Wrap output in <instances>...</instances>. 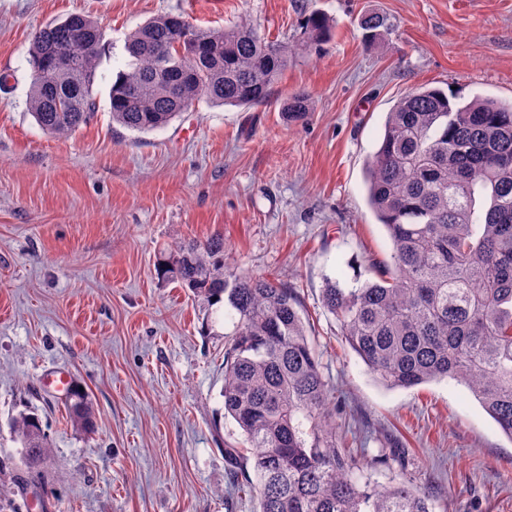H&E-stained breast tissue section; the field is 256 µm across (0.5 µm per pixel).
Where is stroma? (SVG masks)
Segmentation results:
<instances>
[{
	"mask_svg": "<svg viewBox=\"0 0 512 512\" xmlns=\"http://www.w3.org/2000/svg\"><path fill=\"white\" fill-rule=\"evenodd\" d=\"M392 28L365 40V13ZM82 13L104 35L94 121L69 136L28 110V49L45 24ZM179 14L204 28L246 16L288 44L268 102L196 104L138 133L112 121L109 90L128 35ZM333 37L301 35L310 15ZM0 512H256L232 495L224 446L223 304L159 280L163 252L219 233L234 271L293 288L339 423L366 437L378 485L407 480L435 512H512V440L455 381L389 389L322 303L327 280H373L391 243L367 200L366 163L387 112L416 87L512 101V0H0ZM315 101L288 121V93ZM67 370L88 393L94 430L76 432ZM36 412L51 440L40 474L21 462L10 421ZM303 36L307 43L321 45L332 37V26L327 18L320 15L309 16L303 22Z\"/></svg>",
	"mask_w": 512,
	"mask_h": 512,
	"instance_id": "obj_1",
	"label": "stroma"
}]
</instances>
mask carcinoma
<instances>
[{
	"instance_id": "cac0c4a2",
	"label": "carcinoma",
	"mask_w": 512,
	"mask_h": 512,
	"mask_svg": "<svg viewBox=\"0 0 512 512\" xmlns=\"http://www.w3.org/2000/svg\"><path fill=\"white\" fill-rule=\"evenodd\" d=\"M362 26L375 38L389 21L374 13ZM303 36L321 45L332 26L312 15ZM101 38L97 21L80 13L33 35L28 108L47 133L67 136L94 120ZM126 51L129 71L109 92L112 121L145 133L201 100L265 102L288 66L289 48L259 35L246 18L201 29L163 15L138 27ZM62 54L70 60L65 68L56 64ZM313 108L305 92L283 103L291 122ZM366 183L390 259L359 287L327 281L324 307L384 386L453 380L512 439V102L411 90L386 115ZM156 272L229 308L224 416L243 440L225 446L224 460L232 489L257 499L258 512H434L431 499L405 480L384 488L361 481L369 462L336 424L340 401L286 282L231 269L219 234L178 246ZM68 415L75 431H93L92 403L77 387ZM11 429L22 462L37 468L50 453L38 415L19 414Z\"/></svg>"
}]
</instances>
